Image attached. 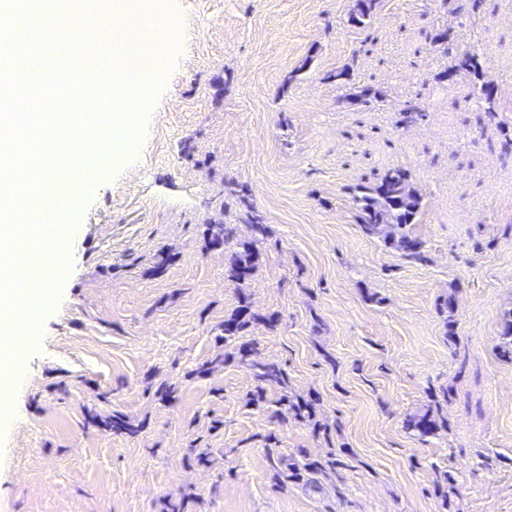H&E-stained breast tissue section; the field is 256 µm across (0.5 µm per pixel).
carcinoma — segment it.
<instances>
[{
	"mask_svg": "<svg viewBox=\"0 0 512 512\" xmlns=\"http://www.w3.org/2000/svg\"><path fill=\"white\" fill-rule=\"evenodd\" d=\"M377 6L378 0H355L349 12L348 22L355 27L366 28L370 25ZM431 42L451 59L450 68L469 77L473 86L483 89L489 80L483 60L474 53H456L452 29L433 36ZM382 97V91L376 88L357 86L350 88V92L345 95V101L367 109L380 102ZM425 117L426 110L423 107L408 102L400 110L399 124L407 128L420 123ZM229 194L236 198L241 206L238 221L253 224L258 233H263V219L250 203L247 188L238 184L229 189ZM351 198L356 223L363 234L381 240L386 247L399 252L408 262L427 261L423 242L413 233V226L419 223L424 208L423 194L415 186L409 170L402 167L392 168L373 182L359 183L351 188ZM203 235L206 245L219 246L234 238L235 227L232 224H207ZM259 243V238L242 240L237 243V249L231 255L226 275L229 281L240 288L258 269ZM261 318L252 310L249 296L244 292L240 293L238 305L224 320V328L219 335L224 345L231 347V350L216 358L218 362L232 359L252 370L257 386L251 394L250 401L257 405L266 401V387L288 388V374L285 369L277 364L259 360L256 343L242 341V336L249 327ZM262 319L270 324L278 322V317L274 314ZM498 350L502 357L512 360V307L504 310L501 315ZM313 416L314 406L310 401L286 393L276 401L275 409L270 414L271 418L283 424L291 420L312 424ZM100 424L117 434L137 433V429L121 414L108 415L100 420ZM407 428L425 437L435 434L440 424L434 415L426 412L410 418ZM298 456L301 461L290 462L283 470L276 469L281 482L286 483L292 479L300 481L308 475H324L327 470H334L342 464V461L334 456L319 460L301 451L298 452Z\"/></svg>",
	"mask_w": 512,
	"mask_h": 512,
	"instance_id": "cac0c4a2",
	"label": "carcinoma"
}]
</instances>
